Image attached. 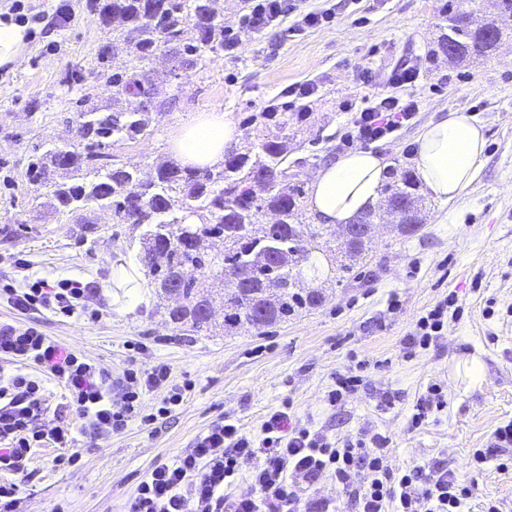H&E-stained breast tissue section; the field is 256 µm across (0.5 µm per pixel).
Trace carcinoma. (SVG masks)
<instances>
[{"label": "carcinoma", "instance_id": "carcinoma-1", "mask_svg": "<svg viewBox=\"0 0 512 512\" xmlns=\"http://www.w3.org/2000/svg\"><path fill=\"white\" fill-rule=\"evenodd\" d=\"M102 22L122 18L127 35L112 40V49L125 45L136 58L148 59L161 48L177 45L173 56L194 66L210 50L224 49V21L212 0H98ZM194 18V42H184L187 16ZM448 33L439 40L445 49L453 37L456 60L464 61L494 49L498 36L475 0H448L445 10ZM120 94L151 99V89H140L133 76L112 75ZM82 142L72 150H48L29 165V177L48 189L55 208L78 210L95 202L114 211L120 224L143 229L141 259L154 284L167 292L178 282L184 304L169 312L174 323H187L196 332L208 329L212 300L196 292L197 279L209 276L224 283V266L238 270V278L220 298L226 309L224 329L232 332L247 324L254 328L288 320L299 310L315 306L320 295L302 287L304 269L314 267L313 253L305 246L315 236L308 224L298 222L300 189L288 183V144L278 135H263L255 155L235 153L220 169L182 167L172 161L158 164L154 173L117 166L105 149L113 137L132 139L150 125L152 109L142 105L134 112H83ZM74 173L75 181L57 183V170ZM419 183L408 169L386 186L390 195L387 215L398 218L402 236L420 231L423 218L414 203ZM179 195L189 215H207L199 224H186L172 215V197ZM278 219L259 231L256 224L265 211ZM224 238V253L214 256L195 247L194 237Z\"/></svg>", "mask_w": 512, "mask_h": 512}]
</instances>
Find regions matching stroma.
Instances as JSON below:
<instances>
[{
  "label": "stroma",
  "instance_id": "stroma-1",
  "mask_svg": "<svg viewBox=\"0 0 512 512\" xmlns=\"http://www.w3.org/2000/svg\"><path fill=\"white\" fill-rule=\"evenodd\" d=\"M444 2L303 0L306 11L332 9L334 22L290 37L277 28L245 40L235 56L210 51L176 71L163 52L144 61L121 52L100 64L124 26L101 23L87 0H24L20 16L12 0H0V20L20 21L30 34L24 62L0 67V283L20 288L29 277H75L99 289L89 303L95 319L45 310L17 317L3 302L0 319L37 325L116 378L128 368L167 364L172 383L185 389L168 417L132 421L90 448L78 442L37 449L27 473L13 477L21 487L19 512H123L156 461H174L214 422L231 417L259 440L267 416L281 409L336 443L364 432L386 435L393 465L442 462L458 480H477L470 512L487 499L512 505V469L499 467L512 447L497 449L480 468L468 465L473 449L512 423V24L495 51L455 65L438 49ZM426 55L432 62L415 88L422 101L416 122L378 151L390 172L413 168L406 149L421 130L439 113L462 112L485 135L476 180L451 202L420 188L421 230L404 238L377 225L365 262L344 280L315 281L321 304L285 323L228 336L218 303L210 332L197 336L166 322L175 299L154 292L148 303L128 308L112 272L119 257H138V231L95 203L76 213L53 208L27 176L35 156L78 145L82 113L136 109L138 99L115 95L109 81L133 73L154 85L158 115L135 139L113 143L114 164L152 173L169 159L168 141L182 124L218 109L241 129L239 151L256 150L265 129L280 130L288 139V180L305 190L342 156L349 107L373 92L358 84V69L383 75ZM309 78L321 88L306 123L282 127L264 118L268 100ZM20 259L26 269L17 267ZM451 292L463 314L449 319L442 341L407 356L402 340L414 321ZM474 358L482 370L477 380L467 370ZM361 361L363 386L330 404L337 373ZM432 383L442 385L447 405L412 428L415 405ZM386 390L395 405L383 412L376 395ZM74 452L79 460L72 465Z\"/></svg>",
  "mask_w": 512,
  "mask_h": 512
}]
</instances>
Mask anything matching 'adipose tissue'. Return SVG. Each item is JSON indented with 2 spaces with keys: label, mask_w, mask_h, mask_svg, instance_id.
Instances as JSON below:
<instances>
[{
  "label": "adipose tissue",
  "mask_w": 512,
  "mask_h": 512,
  "mask_svg": "<svg viewBox=\"0 0 512 512\" xmlns=\"http://www.w3.org/2000/svg\"><path fill=\"white\" fill-rule=\"evenodd\" d=\"M241 130L229 114L213 111L191 118L169 140L182 164L214 168L236 149ZM415 158L421 182L438 198H459L474 182L485 148L481 126L462 112L441 114L418 137ZM388 164L368 150H354L321 168L310 184L312 210L320 223L342 227L374 209L382 198Z\"/></svg>",
  "instance_id": "1"
}]
</instances>
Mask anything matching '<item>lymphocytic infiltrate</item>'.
<instances>
[{
	"label": "lymphocytic infiltrate",
	"mask_w": 512,
	"mask_h": 512,
	"mask_svg": "<svg viewBox=\"0 0 512 512\" xmlns=\"http://www.w3.org/2000/svg\"><path fill=\"white\" fill-rule=\"evenodd\" d=\"M333 19L332 9L305 12L298 0H246L238 29L224 31V52L235 55L244 38L262 36L288 20L299 32ZM424 66L419 60L393 68L381 83L372 69L360 68L358 81L375 91L353 111L344 146L369 147L412 125L421 107L413 89ZM96 292L94 285L78 278L38 279L25 288L0 286V300L22 313L43 309L73 317L86 312ZM455 303V296H447L420 316L403 340L406 351L440 341L448 329V309ZM2 359L24 369L0 370L1 472L25 473L33 449L66 447L76 433L92 447L100 437L122 432L138 416L142 396L156 389L167 390L157 416L171 414L184 399L182 389L168 385V365L125 370L115 384L86 356L34 326L0 321ZM48 378L65 389V408L75 415L77 426L43 427ZM264 431L257 443L232 419L214 422L174 462H156L124 512H331V502L304 493L326 475L349 491L355 512H464L475 494V483H459L442 463L393 466L390 439L378 433L337 445L293 424L284 411L273 412Z\"/></svg>",
	"instance_id": "obj_1"
}]
</instances>
